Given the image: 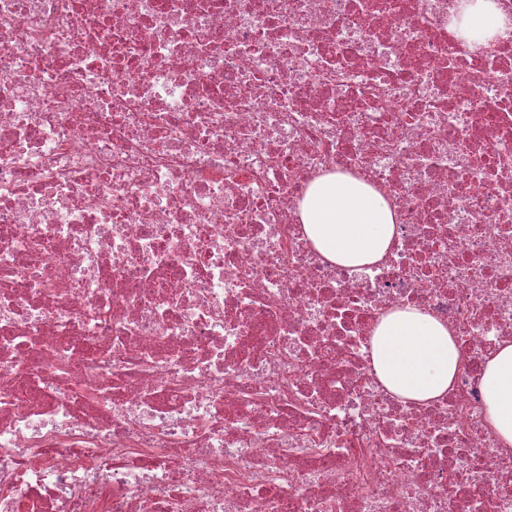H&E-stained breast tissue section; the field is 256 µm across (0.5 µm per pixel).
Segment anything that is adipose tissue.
Wrapping results in <instances>:
<instances>
[{"label": "adipose tissue", "instance_id": "1", "mask_svg": "<svg viewBox=\"0 0 512 512\" xmlns=\"http://www.w3.org/2000/svg\"><path fill=\"white\" fill-rule=\"evenodd\" d=\"M505 24L493 0H472L460 31L485 41ZM305 235L332 262L355 270L379 261L393 235L394 214L385 198L342 174L316 179L300 203ZM446 323L407 307L383 315L373 333V366L394 394L417 401L447 392L459 364ZM482 389L487 423L501 447H512V342L499 343L485 361Z\"/></svg>", "mask_w": 512, "mask_h": 512}]
</instances>
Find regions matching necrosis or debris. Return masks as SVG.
Segmentation results:
<instances>
[{
	"label": "necrosis or debris",
	"mask_w": 512,
	"mask_h": 512,
	"mask_svg": "<svg viewBox=\"0 0 512 512\" xmlns=\"http://www.w3.org/2000/svg\"><path fill=\"white\" fill-rule=\"evenodd\" d=\"M458 3L0 0V512H512V0ZM334 173L395 214L358 273ZM406 306L461 357L424 403L371 362ZM505 24L493 0H476L468 4L462 14L460 31L466 38L484 42ZM305 235L332 262L360 271L386 253L395 222L385 198L342 174L316 179L300 202ZM482 389L487 423L502 448L512 447V342L499 343L485 361Z\"/></svg>",
	"instance_id": "necrosis-or-debris-1"
}]
</instances>
